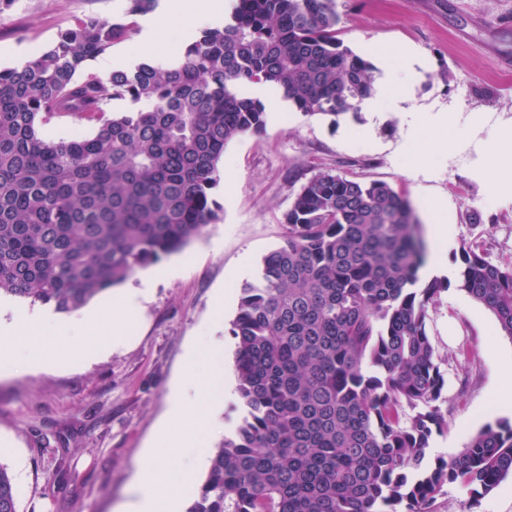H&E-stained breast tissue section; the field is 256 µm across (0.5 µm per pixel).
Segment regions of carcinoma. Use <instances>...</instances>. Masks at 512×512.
<instances>
[{"label": "carcinoma", "mask_w": 512, "mask_h": 512, "mask_svg": "<svg viewBox=\"0 0 512 512\" xmlns=\"http://www.w3.org/2000/svg\"><path fill=\"white\" fill-rule=\"evenodd\" d=\"M94 15L20 67L0 69V294L70 313L182 251L218 220L224 147L266 125L243 84L273 83L305 116L358 114L376 68L338 38L331 0H238L183 58L105 77L78 74L131 36ZM136 108L107 114V100ZM94 124L53 140L59 115ZM283 242L241 290L231 323L242 417L212 451L188 512H436L450 484L472 498L512 476V420L460 454L428 457L447 423L418 287L425 250L408 199L323 171L284 215ZM459 288L512 338V265L459 250ZM0 512H18L0 464Z\"/></svg>", "instance_id": "carcinoma-1"}]
</instances>
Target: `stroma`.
Returning a JSON list of instances; mask_svg holds the SVG:
<instances>
[{
	"mask_svg": "<svg viewBox=\"0 0 512 512\" xmlns=\"http://www.w3.org/2000/svg\"><path fill=\"white\" fill-rule=\"evenodd\" d=\"M126 7L127 0H11L0 6V68L40 54L85 15L119 20ZM332 7L340 39L367 59L417 46L425 64L405 108L469 121L466 136L449 139L429 167L413 169L403 116L389 100L334 124L304 116L285 98L266 101L264 130L224 148L219 219L184 250L183 271L156 281L131 318L114 310L111 294L92 300L98 316L83 335L87 361L70 363V337L62 334L53 368L0 376V464L15 480L19 512H118L172 386L186 382L201 399L223 396L238 305L220 312L215 300L255 282L263 257L282 242L285 213L315 174L386 183L424 227L427 201H442L454 228L449 254L475 241L492 263L512 265V163L494 164L484 153L493 132L512 126V0H332ZM139 39L132 33L85 73L103 77L143 62ZM243 264L249 274L229 281ZM126 320L129 336L109 342L113 323ZM428 329L446 380L439 410L448 422L429 453L450 457L497 420L498 396L512 389L503 368L512 362V339L454 276L428 305ZM437 512H512V478L477 501L447 486Z\"/></svg>",
	"mask_w": 512,
	"mask_h": 512,
	"instance_id": "stroma-1",
	"label": "stroma"
}]
</instances>
